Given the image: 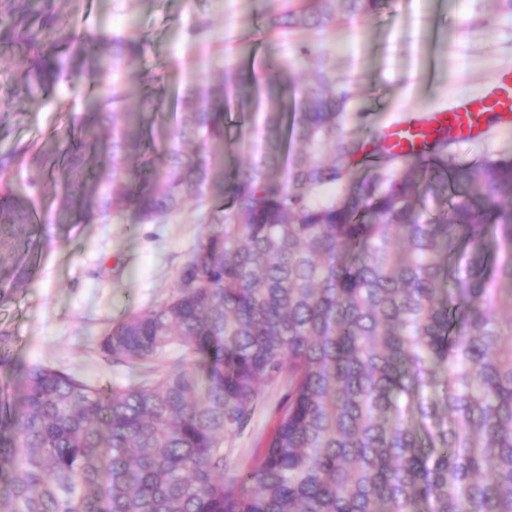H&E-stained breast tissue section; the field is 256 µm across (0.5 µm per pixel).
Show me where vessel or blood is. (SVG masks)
<instances>
[{
	"instance_id": "b4317fda",
	"label": "vessel or blood",
	"mask_w": 512,
	"mask_h": 512,
	"mask_svg": "<svg viewBox=\"0 0 512 512\" xmlns=\"http://www.w3.org/2000/svg\"><path fill=\"white\" fill-rule=\"evenodd\" d=\"M495 116L500 125L512 126V70L501 72L499 78L476 92L458 94L446 111L430 112L415 124L402 123L392 127L386 144L400 152H422L431 132L448 128L459 137H476L482 132L485 116Z\"/></svg>"
}]
</instances>
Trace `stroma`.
Here are the masks:
<instances>
[{"label":"stroma","mask_w":512,"mask_h":512,"mask_svg":"<svg viewBox=\"0 0 512 512\" xmlns=\"http://www.w3.org/2000/svg\"><path fill=\"white\" fill-rule=\"evenodd\" d=\"M283 0H54L57 25L92 35L134 37L140 52L112 80L129 112L155 105L149 138L161 151L181 118L188 89L217 84L225 67L256 71L261 81L287 91L306 88L325 71L353 96L340 122L352 139L367 127L384 130L406 112L447 110L451 98L491 84L512 67V13L500 0H389L374 14L342 15L321 28L273 30L272 10ZM84 54L74 50L79 77L52 94L31 90L26 51L0 46V158L10 157L13 181H38L41 224L31 229L26 258L35 273L0 302V332L9 334L10 365L0 370V393L12 388L13 369L43 362L91 383L124 386L142 367L101 355L97 343L114 320L155 306L176 288L182 266L209 231L202 209L187 203L161 223H145L130 210L56 224L63 190L47 169L23 160L25 149L48 144L70 149L74 116L97 110L103 80L82 74ZM228 145L219 164L233 167L259 156L262 131L254 116L224 120ZM460 162L512 156V129L455 139ZM285 383L263 388L248 426L225 435L224 447L240 468L253 464L277 417Z\"/></svg>","instance_id":"35a3bbf8"}]
</instances>
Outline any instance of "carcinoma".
Wrapping results in <instances>:
<instances>
[{
  "mask_svg": "<svg viewBox=\"0 0 512 512\" xmlns=\"http://www.w3.org/2000/svg\"><path fill=\"white\" fill-rule=\"evenodd\" d=\"M51 0H8L0 44L33 52L45 93L70 78ZM386 0H316L274 27H319ZM87 71L107 76L137 50L90 39ZM351 93L324 71L290 100L233 67L191 89L160 161L116 92L76 117L57 160L55 222L124 207L151 223L188 201L216 229L165 300L126 315L98 350L127 364L176 348L168 369L101 386L36 363L0 407V512H512V157L456 163L442 131L420 154L348 140ZM263 113L258 161L216 170L224 115ZM301 148L281 163L280 129ZM112 131L109 175L91 171ZM369 159L375 173L338 199L313 194ZM0 160V226L29 245L36 210ZM21 260L0 277L26 282ZM288 387L257 462L236 469L224 434L244 428L261 389Z\"/></svg>",
  "mask_w": 512,
  "mask_h": 512,
  "instance_id": "1",
  "label": "carcinoma"
}]
</instances>
